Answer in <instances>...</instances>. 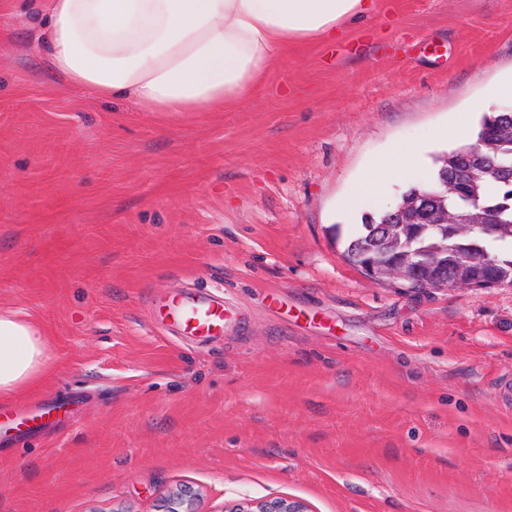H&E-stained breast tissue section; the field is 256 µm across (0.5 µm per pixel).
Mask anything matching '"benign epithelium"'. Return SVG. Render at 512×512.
I'll return each instance as SVG.
<instances>
[{
  "label": "benign epithelium",
  "instance_id": "1",
  "mask_svg": "<svg viewBox=\"0 0 512 512\" xmlns=\"http://www.w3.org/2000/svg\"><path fill=\"white\" fill-rule=\"evenodd\" d=\"M428 215L433 224L449 225L462 233L483 219V214L458 213L440 207L429 196L405 197L393 209L385 223L388 244L400 248L397 257L382 263L361 265L363 274L374 280H394L414 291L440 288H495L503 280L494 275L480 281L457 279L448 284V237H443L436 254H426L418 244L417 235L408 233V226L418 223L422 215ZM162 512H198L197 494L189 488L171 492L165 500ZM225 512H308L306 504L289 497H276L258 502H239L225 509Z\"/></svg>",
  "mask_w": 512,
  "mask_h": 512
}]
</instances>
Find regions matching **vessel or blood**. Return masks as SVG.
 <instances>
[{
	"label": "vessel or blood",
	"instance_id": "b4317fda",
	"mask_svg": "<svg viewBox=\"0 0 512 512\" xmlns=\"http://www.w3.org/2000/svg\"><path fill=\"white\" fill-rule=\"evenodd\" d=\"M157 315L171 330L185 336L209 338L223 335L226 309L223 302L197 292L173 294Z\"/></svg>",
	"mask_w": 512,
	"mask_h": 512
}]
</instances>
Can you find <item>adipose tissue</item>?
<instances>
[{
	"instance_id": "1",
	"label": "adipose tissue",
	"mask_w": 512,
	"mask_h": 512,
	"mask_svg": "<svg viewBox=\"0 0 512 512\" xmlns=\"http://www.w3.org/2000/svg\"><path fill=\"white\" fill-rule=\"evenodd\" d=\"M47 57L82 91L142 112H221L258 95L289 45L339 37L375 0H43ZM423 148L393 146L356 196L381 197L421 167ZM50 340L27 315L0 310V401L50 373Z\"/></svg>"
}]
</instances>
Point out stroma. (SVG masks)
I'll return each instance as SVG.
<instances>
[{"label": "stroma", "instance_id": "obj_1", "mask_svg": "<svg viewBox=\"0 0 512 512\" xmlns=\"http://www.w3.org/2000/svg\"><path fill=\"white\" fill-rule=\"evenodd\" d=\"M39 0H0V309L51 339L0 405V512H512V287L415 292L343 256L458 147L434 129L512 81V0H379L335 45L289 47L221 112H137L52 72ZM425 164L347 211L372 162ZM199 289L211 342L154 311ZM197 494L190 488H180L171 492L159 511L163 512H199L197 510ZM225 512H308L306 504L289 497H276L258 502H239Z\"/></svg>", "mask_w": 512, "mask_h": 512}]
</instances>
